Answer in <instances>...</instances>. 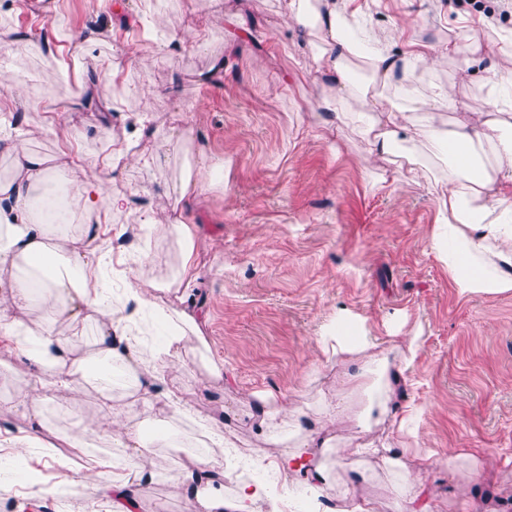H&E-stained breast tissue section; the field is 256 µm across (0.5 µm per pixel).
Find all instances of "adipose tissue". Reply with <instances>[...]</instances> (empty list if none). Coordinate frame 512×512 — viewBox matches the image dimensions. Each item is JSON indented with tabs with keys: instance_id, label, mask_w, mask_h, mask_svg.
Masks as SVG:
<instances>
[{
	"instance_id": "1",
	"label": "adipose tissue",
	"mask_w": 512,
	"mask_h": 512,
	"mask_svg": "<svg viewBox=\"0 0 512 512\" xmlns=\"http://www.w3.org/2000/svg\"><path fill=\"white\" fill-rule=\"evenodd\" d=\"M310 0H289L288 19L295 28L316 38L317 66L336 86V94L322 103L327 130L352 125L372 160L391 166L392 179L424 185L438 193L439 222L431 236V247L447 267L462 295L512 292V44L499 45L498 63L481 81L487 95L485 108L469 111L458 102L452 89L437 85L426 90L430 105H442L457 113L448 129L415 112L386 104L384 90L411 87L420 70L435 68L459 50L458 37L432 41L410 34L401 49L374 48L368 58L370 79L354 88L347 60L357 42L372 40L370 21L362 17L357 0H321L317 14H310ZM359 91L367 102L363 112L338 108L339 98ZM183 133L171 129L149 152L123 148L106 163L107 169L136 167L162 169L168 146H180ZM0 152L11 162L10 172L0 178V338L20 337L15 357L22 371L9 398L14 408L29 420V431L37 435L47 426L41 410L40 390L46 381L77 394L94 385L102 400L87 431L73 435L74 448L89 447L98 431L123 427V437L113 439L111 483L87 481L92 501L109 503L110 512H131L132 489L154 481L156 474L145 458L152 448L172 447L168 434L147 441L122 419L139 406L165 399L177 416L187 408L167 389L168 376L184 362L190 342L204 343L197 318L184 303L192 293L197 275L193 265L195 225L183 201L197 196L201 174L209 167L206 153H199L196 173L183 174L167 188L166 214L146 212L144 223L162 238L175 241L178 261L170 277L156 279L133 276L126 303L113 306L105 286L106 254L96 233L102 217L127 210L128 193L118 186L102 187L99 179H84L74 197L83 217L82 229L73 236H59L61 220L48 218L35 205L36 189L61 172L72 170L70 155L47 156L32 150L25 134L12 131L0 135ZM442 156L446 163L442 182L427 177V159ZM157 306L170 333L159 349L143 353L142 344L130 335L128 321L135 310ZM94 323L92 344L79 348L72 331ZM318 342L332 358L347 354L360 361L347 384L365 385L372 368L387 369L390 359L409 368L422 346L420 335L401 338L380 347L364 319L337 314ZM128 376V391L121 405L112 402V378ZM205 426L212 440L206 458H195L176 478L185 497V512H249L256 490L241 489L235 498L224 496V428L213 419Z\"/></svg>"
}]
</instances>
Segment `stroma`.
<instances>
[{"mask_svg": "<svg viewBox=\"0 0 512 512\" xmlns=\"http://www.w3.org/2000/svg\"><path fill=\"white\" fill-rule=\"evenodd\" d=\"M372 14L378 39L413 25L434 40L454 35L458 14L471 0H360ZM288 0H0V66L23 82L33 110L9 116L34 128L33 150L62 151L103 161L134 138L153 149L171 126L185 133L180 150L161 171L129 168L112 174L132 197L155 205L167 185L195 166L205 149L219 178L191 203L196 224L197 285L186 302L204 322L207 353L224 364V379L207 382L188 362L173 373L194 413L223 421L225 437L264 459L293 450L287 411L322 448L308 451L322 464L330 488L348 484L353 496L397 512L398 493L372 451L397 440L396 415L417 409L414 436L402 449L406 473L428 489L430 512H512V292L459 297L447 268L429 247L438 203L421 186L381 183L373 161L350 127L327 132L320 104L335 93L313 53L284 18ZM177 31L180 45L157 38ZM95 28L76 54L60 32ZM47 41L55 64L27 52V37ZM123 47L114 55V47ZM222 76L210 77L215 60ZM111 61L113 80L79 113L75 137L50 134L60 105L77 79H96ZM467 55L423 73L390 101L429 111L427 85L452 87L463 102L485 91L471 76ZM154 85L150 97L130 87ZM149 125H141L143 113ZM141 207L103 219L99 239L122 277L166 274L175 246L158 236L133 242L127 263L119 229L139 221ZM365 319L371 334L391 342L421 329L423 348L388 412L374 391L337 395L336 381L351 360H326L318 338L338 310ZM43 407L53 433L22 449L13 468L0 470V512H89L80 487L86 477L112 481L110 444L90 464L66 435L81 431L99 398L89 390L77 403L46 385ZM335 407L338 423L319 413ZM136 423L147 436L179 432L184 450L151 456L155 481L133 490L140 512H185L173 474L185 451L198 448L193 422L174 419L163 404L141 408ZM470 455L487 479H470L466 465L448 466V449ZM45 486L32 496V472Z\"/></svg>", "mask_w": 512, "mask_h": 512, "instance_id": "1", "label": "stroma"}]
</instances>
